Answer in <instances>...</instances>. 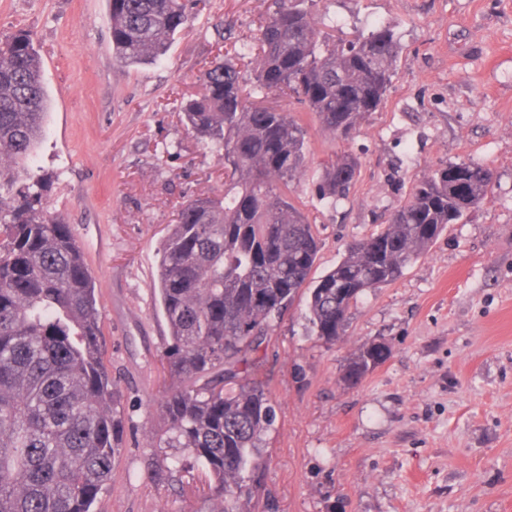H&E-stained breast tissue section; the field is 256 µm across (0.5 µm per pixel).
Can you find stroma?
<instances>
[{"label":"stroma","mask_w":512,"mask_h":512,"mask_svg":"<svg viewBox=\"0 0 512 512\" xmlns=\"http://www.w3.org/2000/svg\"><path fill=\"white\" fill-rule=\"evenodd\" d=\"M271 0H206L164 57L128 66L112 51L107 0H0V33L26 30L49 109L29 166L53 174L43 205L60 215L96 279L108 369L123 392V448L96 512H206L204 473L158 448L160 352L169 338L153 285L165 228L183 203L224 188V164L181 121L218 42L250 43ZM318 27L348 40L393 24L400 44L380 108L350 139L300 104L306 173L291 185L315 219L323 275L440 164L471 161L492 192L395 283L364 294L347 332L308 336L297 300L258 357L275 402L259 512H512V0H318ZM361 162L346 200L321 202L329 157ZM388 360L354 385L364 344ZM180 460L174 480L148 465ZM389 357L388 347L380 341H372L362 347L347 363L343 381L357 383L369 372L383 364Z\"/></svg>","instance_id":"obj_1"}]
</instances>
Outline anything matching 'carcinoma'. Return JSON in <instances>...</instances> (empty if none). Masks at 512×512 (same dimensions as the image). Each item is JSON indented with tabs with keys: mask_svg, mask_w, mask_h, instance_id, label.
I'll return each mask as SVG.
<instances>
[{
	"mask_svg": "<svg viewBox=\"0 0 512 512\" xmlns=\"http://www.w3.org/2000/svg\"><path fill=\"white\" fill-rule=\"evenodd\" d=\"M304 2L273 0L248 51L220 46L201 92L183 105L187 130L224 152V193L187 201L159 248L170 335L160 363L170 383L156 437L205 471L208 512H255L276 411L251 377V355L299 293L308 290V333L336 342L358 299L395 282L492 186L484 165L441 164L414 182L388 224L351 241L313 279L321 242L289 196L306 165L308 130L268 98L295 99L348 138L383 103L400 46L391 24L338 45ZM108 4L112 49L127 65L160 59L188 22L182 0ZM48 107L31 35L0 37V512H93L124 429L95 279L71 226L43 207L52 177L28 168ZM359 165L351 154L324 161L319 197L346 198ZM388 357L384 343L370 342L343 381H360Z\"/></svg>",
	"mask_w": 512,
	"mask_h": 512,
	"instance_id": "cac0c4a2",
	"label": "carcinoma"
}]
</instances>
